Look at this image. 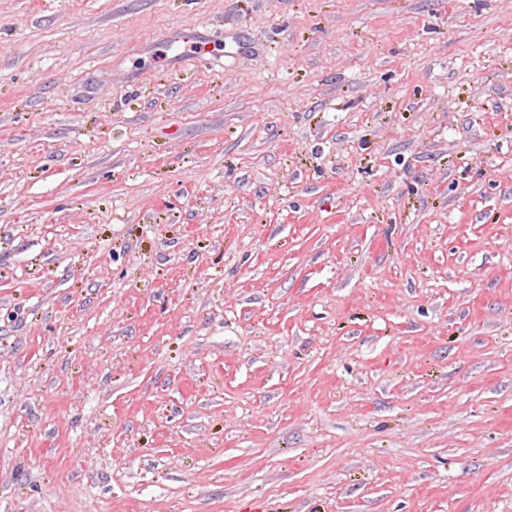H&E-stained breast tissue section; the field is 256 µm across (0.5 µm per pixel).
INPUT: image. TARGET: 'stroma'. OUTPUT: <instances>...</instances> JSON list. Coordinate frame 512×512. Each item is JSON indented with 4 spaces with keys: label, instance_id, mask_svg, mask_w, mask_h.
Segmentation results:
<instances>
[{
    "label": "stroma",
    "instance_id": "obj_1",
    "mask_svg": "<svg viewBox=\"0 0 512 512\" xmlns=\"http://www.w3.org/2000/svg\"><path fill=\"white\" fill-rule=\"evenodd\" d=\"M0 512H512V0H0Z\"/></svg>",
    "mask_w": 512,
    "mask_h": 512
}]
</instances>
